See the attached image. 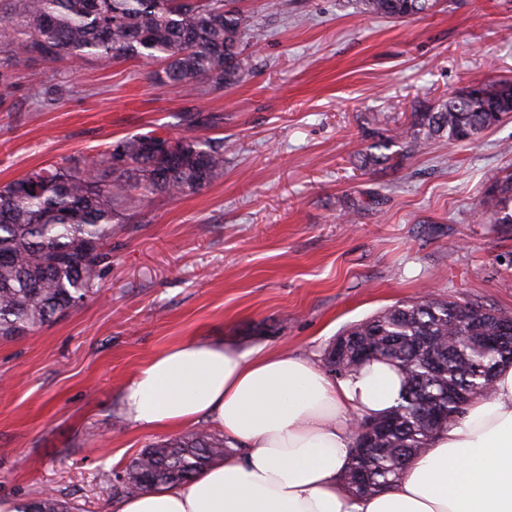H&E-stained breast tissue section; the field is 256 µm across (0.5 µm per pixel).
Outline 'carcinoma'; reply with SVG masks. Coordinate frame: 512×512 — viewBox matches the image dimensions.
<instances>
[{"label": "carcinoma", "mask_w": 512, "mask_h": 512, "mask_svg": "<svg viewBox=\"0 0 512 512\" xmlns=\"http://www.w3.org/2000/svg\"><path fill=\"white\" fill-rule=\"evenodd\" d=\"M235 0H11L0 17V66L40 56L71 67L88 59H134L170 87L206 85L217 91L241 81L252 14ZM361 12L403 19L433 12L438 0H358ZM512 114V81L468 85L432 104L422 103L404 130H372L359 166L393 170L431 141L479 138ZM187 134L151 132L111 144L91 167L52 162L0 186V339L36 331L83 304L111 259L112 228L159 195L197 193L224 178V144L197 134L208 118L197 107L178 114ZM488 224L512 227V172L489 183L480 201ZM473 324L474 339H451L456 324ZM512 327V312L475 300L431 297L392 306L336 336L369 355H347L337 376L371 361L403 376L397 404L352 451L341 480L353 494H378L398 482L408 464L448 430L466 407L486 398L512 346L484 348L479 338ZM229 452L221 433L207 429L143 449L125 469V495L192 481ZM54 493L24 502L20 512H72Z\"/></svg>", "instance_id": "cac0c4a2"}]
</instances>
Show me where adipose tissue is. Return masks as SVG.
<instances>
[{"mask_svg":"<svg viewBox=\"0 0 512 512\" xmlns=\"http://www.w3.org/2000/svg\"><path fill=\"white\" fill-rule=\"evenodd\" d=\"M401 390L382 361L334 379L297 352L173 345L128 380L127 418L147 430L210 420L231 450L192 482L124 497L116 512H512L509 363L390 490L343 488L355 418L390 410Z\"/></svg>","mask_w":512,"mask_h":512,"instance_id":"ef3b65f1","label":"adipose tissue"}]
</instances>
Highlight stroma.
I'll use <instances>...</instances> for the list:
<instances>
[{
	"label": "stroma",
	"mask_w": 512,
	"mask_h": 512,
	"mask_svg": "<svg viewBox=\"0 0 512 512\" xmlns=\"http://www.w3.org/2000/svg\"><path fill=\"white\" fill-rule=\"evenodd\" d=\"M256 28L242 82L199 96L136 60L70 71L30 58L0 80V184L47 162L95 159L189 106L224 141L222 180L154 199L112 234L93 296L0 340V498L52 491L113 512L116 475L168 438L123 414L140 366L190 340L297 350L322 362L352 324L422 290L512 311V230L479 220L512 169V119L478 141L441 140L400 169H361L367 130L408 126L416 105L512 80V0H442L400 21L347 0H242ZM60 99L39 108L35 90ZM366 202L348 220L352 199Z\"/></svg>",
	"instance_id": "obj_1"
}]
</instances>
